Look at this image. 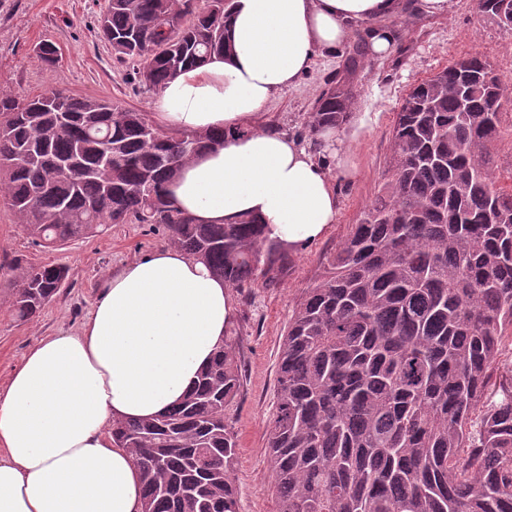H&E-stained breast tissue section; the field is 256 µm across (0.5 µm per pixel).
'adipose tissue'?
<instances>
[{
    "label": "adipose tissue",
    "instance_id": "adipose-tissue-1",
    "mask_svg": "<svg viewBox=\"0 0 512 512\" xmlns=\"http://www.w3.org/2000/svg\"><path fill=\"white\" fill-rule=\"evenodd\" d=\"M402 0H235L231 53L168 82L152 102L180 132L226 131L224 144L184 165L168 186L200 224L249 216L272 240L303 247L338 218V196L317 150L255 126L284 89L335 53L354 25L371 23V57L396 38L385 19ZM235 309L228 287L177 249L136 258L112 274L75 334L40 339L0 390V512H141V475L108 432L112 421L153 418L194 387L223 345Z\"/></svg>",
    "mask_w": 512,
    "mask_h": 512
}]
</instances>
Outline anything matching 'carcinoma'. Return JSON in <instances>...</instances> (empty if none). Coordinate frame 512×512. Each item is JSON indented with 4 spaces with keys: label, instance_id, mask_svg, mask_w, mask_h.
<instances>
[{
    "label": "carcinoma",
    "instance_id": "carcinoma-1",
    "mask_svg": "<svg viewBox=\"0 0 512 512\" xmlns=\"http://www.w3.org/2000/svg\"><path fill=\"white\" fill-rule=\"evenodd\" d=\"M233 0H105L104 39L160 91L229 53ZM507 87L480 55L413 86L396 112L385 182L280 346L268 461L277 512H512V191L491 145ZM353 93L328 82L306 126L349 122ZM224 133L174 132L145 112L51 90L0 96V201L57 249L114 224H149L238 290L269 285L291 246L250 217L197 224L170 199L178 169ZM69 278L15 274L12 310L36 317ZM241 387L236 339L156 419L115 420L141 472L142 512H239L226 418Z\"/></svg>",
    "mask_w": 512,
    "mask_h": 512
}]
</instances>
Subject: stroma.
<instances>
[{"mask_svg":"<svg viewBox=\"0 0 512 512\" xmlns=\"http://www.w3.org/2000/svg\"><path fill=\"white\" fill-rule=\"evenodd\" d=\"M104 0H0V94L35 96L54 89L105 97L121 107L150 112L154 94L135 81L131 64L115 59L99 30ZM400 31L383 59L360 53L356 26L336 53L318 57L310 73L283 91L259 123L295 135L304 130L327 79H345L355 104L341 129V151L353 166L351 178L337 179L339 216L325 237L292 253L289 269L253 295L234 293L235 318L228 330L238 340L242 386L227 412L236 437L233 475L239 512H276L267 438L275 408L278 354L288 319L306 288L325 273L326 258L357 223L384 182L391 160L394 115L413 84L429 79L454 60L480 54L512 89V30L478 9L477 0H453L448 16L412 9L391 18ZM54 44L59 61L36 57L38 44ZM164 235L144 224H116L106 233L60 249L36 246L15 213L0 204V388L40 338L78 332L108 276L141 254L167 247ZM63 264L70 277L37 317L17 320L10 303L14 265Z\"/></svg>","mask_w":512,"mask_h":512,"instance_id":"35a3bbf8","label":"stroma"}]
</instances>
